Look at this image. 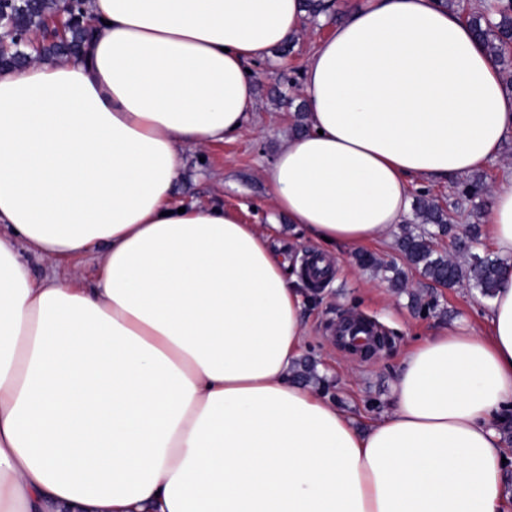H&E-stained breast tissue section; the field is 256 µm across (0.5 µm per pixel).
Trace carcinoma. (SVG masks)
Listing matches in <instances>:
<instances>
[{
  "instance_id": "obj_1",
  "label": "carcinoma",
  "mask_w": 512,
  "mask_h": 512,
  "mask_svg": "<svg viewBox=\"0 0 512 512\" xmlns=\"http://www.w3.org/2000/svg\"><path fill=\"white\" fill-rule=\"evenodd\" d=\"M441 4L459 13L473 29L487 52L494 57L506 86L512 88V0H498L494 8L472 9L468 0H440ZM86 0H13L5 13L0 14V68H18L37 60L69 59L76 56L92 30L84 22ZM63 14L71 18L67 34L61 39L43 37L42 43L27 53L20 49L23 38L33 30L43 29L49 16ZM482 177L473 176L460 183L458 195L475 200L485 191ZM415 216L418 223L402 229L396 247L404 263L432 283L448 286L465 283L477 289L484 298L495 296L499 287L502 260L473 252L478 233L456 238L455 249L463 256L461 262L437 253L433 248L436 232L448 231V211L427 194L416 196ZM365 270L393 272L389 281L394 288L406 287V274L394 262H386L372 253L357 257Z\"/></svg>"
}]
</instances>
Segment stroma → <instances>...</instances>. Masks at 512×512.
<instances>
[{"mask_svg": "<svg viewBox=\"0 0 512 512\" xmlns=\"http://www.w3.org/2000/svg\"><path fill=\"white\" fill-rule=\"evenodd\" d=\"M335 19L304 18L299 35L290 40L289 54L273 50L266 59L252 65L256 107L252 118L232 140L185 154L186 171L176 188L179 203L205 204L218 201L239 213L247 224L270 231L291 261L303 262L317 254V247L299 236L286 216L269 204L271 189L266 172L284 139L291 136L298 122L296 103L302 102L300 89L288 96L275 92V75L285 71L302 78L304 62L320 40L329 36ZM458 178L439 183L417 182L413 192L426 191L437 197L448 210L450 224L457 231L478 223L488 209V199L478 204L458 203ZM355 250L342 249L331 255L332 276L319 289L304 288L307 299L304 320L308 326L302 353L294 373L312 364L322 393L359 421L375 419L391 402V387L402 353L413 343L437 329L457 322L482 326V298L466 286L441 288L418 274H410L407 289L396 292L384 273L361 269ZM422 293L432 301V311H417L411 293ZM348 315H360L378 323L389 338V345L376 356L360 359L340 349L330 326Z\"/></svg>", "mask_w": 512, "mask_h": 512, "instance_id": "1", "label": "stroma"}]
</instances>
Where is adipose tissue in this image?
<instances>
[{
	"label": "adipose tissue",
	"mask_w": 512,
	"mask_h": 512,
	"mask_svg": "<svg viewBox=\"0 0 512 512\" xmlns=\"http://www.w3.org/2000/svg\"><path fill=\"white\" fill-rule=\"evenodd\" d=\"M302 3L90 0L78 58L0 72V512H504L512 263L487 331L410 346L360 429L290 374L305 300L284 253L222 203L174 201L185 151L245 126L248 69ZM302 93L307 130L267 180L325 253L386 237L413 181L512 141V91L437 0H352ZM490 197L512 260V174ZM22 246L103 247L99 280L33 281Z\"/></svg>",
	"instance_id": "obj_1"
}]
</instances>
